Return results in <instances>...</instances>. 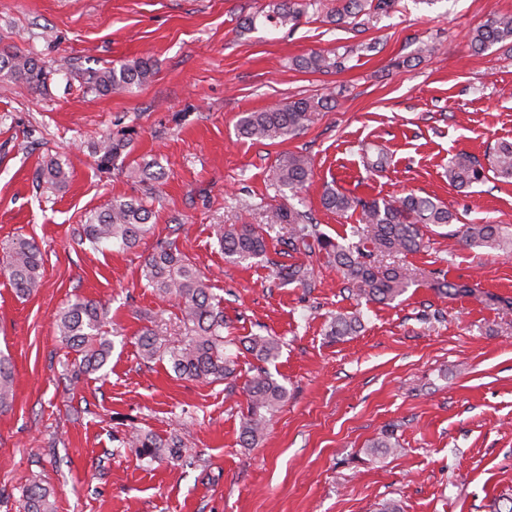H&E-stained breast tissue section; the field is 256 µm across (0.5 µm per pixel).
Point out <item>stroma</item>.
Masks as SVG:
<instances>
[{"mask_svg":"<svg viewBox=\"0 0 512 512\" xmlns=\"http://www.w3.org/2000/svg\"><path fill=\"white\" fill-rule=\"evenodd\" d=\"M268 3L0 0V48L50 71L40 93L0 80V244L31 238L43 257L26 298L0 270V352L15 390L0 412V512H19L37 475L54 486L57 512H377L391 499L403 512H492L512 497V253L455 236L466 224L512 225V182L492 172L461 190L447 174L459 152L481 158L512 142V51L477 53L468 41L492 14H512V0H397L361 34L322 13L293 29L241 28ZM324 50L347 54L345 68L292 64ZM61 59L68 71H57ZM139 59L153 66L147 83L104 96L87 88L89 71ZM300 98L327 106L296 135L273 144L238 134L241 113ZM123 129L127 151L98 168L91 139ZM377 147L393 162L373 174L363 156ZM288 151L313 161L295 192L272 177ZM52 158L68 174L59 189L39 178ZM146 162L159 181L127 178ZM329 186L363 199L432 197L456 213L425 228L421 252L381 257L416 273L393 303L359 299L322 252L309 259L315 288L281 283L284 225L266 256L225 258L216 225L260 224L278 205L353 242L360 215L325 209ZM120 197L151 200L150 233L128 250L77 245L87 216ZM163 241L188 255L223 309L234 383L184 380L168 361L141 359L144 328L166 345L185 334L176 301L141 277ZM78 296L108 307L115 334L108 369L80 378L53 326ZM339 312L358 313L361 330L330 336ZM253 334L282 341L268 369L288 397L248 448L242 386L254 358L241 340ZM388 427L398 448L368 455ZM136 430L178 437L181 456L141 458L123 443Z\"/></svg>","mask_w":512,"mask_h":512,"instance_id":"stroma-1","label":"stroma"}]
</instances>
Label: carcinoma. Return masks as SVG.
<instances>
[{
  "mask_svg": "<svg viewBox=\"0 0 512 512\" xmlns=\"http://www.w3.org/2000/svg\"><path fill=\"white\" fill-rule=\"evenodd\" d=\"M395 0H342V5L329 13L337 25L354 24L367 30L373 19L387 15ZM321 0H272L263 16V24L275 28H295L300 17L312 8L321 10ZM470 46L483 52L495 45L512 44V15H495L479 24L470 33ZM346 57L312 52L295 59V66L312 72H328L344 66ZM48 72L35 59L9 48H0V78L19 80L39 90L46 85ZM153 76L146 61L123 63L92 71L88 84L96 92L128 91L146 83ZM324 107L323 102L298 99L279 103L259 112H244L237 121L239 134L253 140L286 139L311 120L313 112ZM130 140L122 136H102L91 142L90 150L100 166H106L129 147ZM391 164L388 153L379 149L365 158L366 168L383 172ZM493 169L503 179H512V143H502L494 151ZM312 173V159L301 153L279 155L273 174L283 187L295 190L304 185ZM40 177L51 185L66 180L63 165L56 159L43 163ZM487 179L486 168L467 153H458L448 160V181L459 188L471 187ZM323 206L340 213L360 210L363 227L357 230L358 242L347 246L318 232L317 225L308 222L302 212L286 206L269 209L266 224H230L217 230L224 256L238 261L262 257L266 253L267 233L275 226L286 224L290 229L288 247L308 255L317 250L341 272L343 279L368 302L388 304L402 296L413 282V275L404 267H381L378 258L393 253H415L424 247L422 225L451 224L455 214L448 207L430 198L409 193L395 200L366 201L334 189L322 197ZM151 208L139 198H116L111 205L90 214L78 231L77 244L96 250L112 244L122 250L135 247L151 230ZM466 245L476 248L512 251V226L509 224H469L462 232ZM0 268L7 272L14 288L28 296L40 287L43 263L40 249L32 239L18 236L0 248ZM277 276L303 288L315 287L312 268L305 263L281 264ZM142 277L146 286L162 298L177 301L182 321L189 333L178 343L161 349L157 334L147 328L139 337L140 356L152 361L167 356L179 377L213 383L236 376L234 360L224 356V311L212 301L209 285L189 258L175 245L159 243L145 259ZM107 308L95 301L77 297L55 314L59 338L79 359L78 372L95 374L105 369L112 357L114 340L106 330ZM361 321L355 314H337L329 323L330 335L348 336L357 331ZM245 350L257 360L251 366L245 383L248 396L247 414L241 422V437L250 445L258 442L269 417L287 398L286 388L268 371L266 364L281 352L279 340L273 336H245ZM13 371L9 359L0 356V411L13 402ZM127 444L139 455L152 461L173 459L180 451L175 437L163 439L150 432L131 433ZM398 447L394 431L385 429L367 446L375 455ZM23 512H56L54 489L44 479L31 481L23 495Z\"/></svg>",
  "mask_w": 512,
  "mask_h": 512,
  "instance_id": "carcinoma-1",
  "label": "carcinoma"
}]
</instances>
